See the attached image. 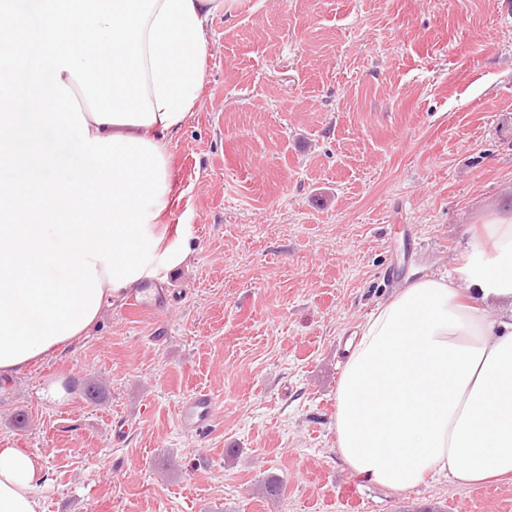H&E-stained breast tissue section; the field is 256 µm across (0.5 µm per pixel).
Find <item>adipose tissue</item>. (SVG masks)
I'll list each match as a JSON object with an SVG mask.
<instances>
[{
  "label": "adipose tissue",
  "instance_id": "adipose-tissue-1",
  "mask_svg": "<svg viewBox=\"0 0 512 512\" xmlns=\"http://www.w3.org/2000/svg\"><path fill=\"white\" fill-rule=\"evenodd\" d=\"M218 0H0V380L85 336L107 300L181 266L156 224L173 194L167 145L197 106ZM88 165L52 180L55 143ZM338 453L356 477L409 491L439 476L512 482V205L495 208L448 274L381 302L348 341ZM42 468L0 448V512H44Z\"/></svg>",
  "mask_w": 512,
  "mask_h": 512
}]
</instances>
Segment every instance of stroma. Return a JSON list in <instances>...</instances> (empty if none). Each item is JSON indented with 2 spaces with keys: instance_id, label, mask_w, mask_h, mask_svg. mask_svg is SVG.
I'll return each mask as SVG.
<instances>
[{
  "instance_id": "35a3bbf8",
  "label": "stroma",
  "mask_w": 512,
  "mask_h": 512,
  "mask_svg": "<svg viewBox=\"0 0 512 512\" xmlns=\"http://www.w3.org/2000/svg\"><path fill=\"white\" fill-rule=\"evenodd\" d=\"M205 37L159 226L190 256L153 273L176 297L113 301L0 384V447L38 458L45 512H512L508 483L362 481L333 430L347 338L405 282L455 268L512 198V0H224ZM60 379L68 398L47 400ZM198 388L218 401L202 437L177 422ZM147 294H152V298L148 299ZM167 303L168 296L163 289L149 283L131 296L127 309L136 312H157L163 310Z\"/></svg>"
}]
</instances>
